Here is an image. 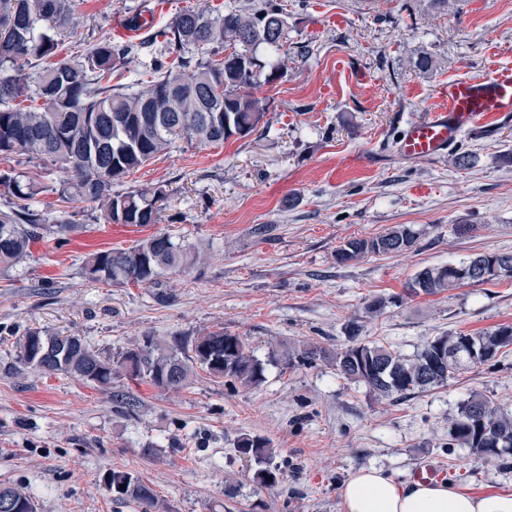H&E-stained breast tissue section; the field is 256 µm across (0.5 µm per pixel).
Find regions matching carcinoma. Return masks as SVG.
I'll use <instances>...</instances> for the list:
<instances>
[{
  "label": "carcinoma",
  "instance_id": "obj_1",
  "mask_svg": "<svg viewBox=\"0 0 512 512\" xmlns=\"http://www.w3.org/2000/svg\"><path fill=\"white\" fill-rule=\"evenodd\" d=\"M287 18V9L275 0H252L222 13L208 7L184 10L159 33L176 58L145 62L131 91L109 85L112 70L124 57L154 43L153 34L138 43L105 38L79 56L61 58L58 34L75 23L74 0H0V157L48 159L68 174L53 186L13 170L0 171V190L25 201L0 211V266L11 268L26 260L32 243L45 232L64 237L79 228L66 215L50 220L27 205L44 193L95 202L110 224L158 223L167 200L162 189L114 192L113 185L181 142L222 143L256 132L265 106L248 89L266 67L256 49L281 50ZM187 48L205 50L192 70L182 62ZM32 60L46 61L34 79L16 70L19 62ZM204 112L211 117L208 124L197 119ZM416 240V231L399 225L375 237L347 241L336 250V262L400 253L412 249ZM199 262L201 254L190 245L153 234L126 249L92 253L82 269L92 281L144 286L156 283L165 271ZM501 278H512V252L477 253L457 264L425 267L407 288L414 296L438 295ZM509 346L512 325L435 336L411 357L354 339L336 353V366L374 398L397 401L445 386L459 371L488 364ZM323 353L313 343L293 348L284 355L285 366L311 364ZM18 360L25 368L77 376L105 389L123 376L178 389L198 368L232 384L256 387L265 371L245 340L222 331L167 347L147 340L111 359L79 336L29 330L20 339ZM448 436V445L467 449L475 463L512 459V413L484 395L471 394L461 403ZM235 451L254 460V483L274 487L283 480L267 440L244 433ZM108 489L119 499L137 502L142 512L159 508L154 490L131 472H112ZM3 491L19 512H36L31 495L9 486Z\"/></svg>",
  "mask_w": 512,
  "mask_h": 512
}]
</instances>
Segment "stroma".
Here are the masks:
<instances>
[{
	"mask_svg": "<svg viewBox=\"0 0 512 512\" xmlns=\"http://www.w3.org/2000/svg\"><path fill=\"white\" fill-rule=\"evenodd\" d=\"M247 0H76L80 25L60 53H82L124 37L133 13L153 28L181 10ZM288 39L258 49L278 69L252 93L265 130L219 144H180L116 189L162 187L158 223L110 224L96 204L45 195L31 208L72 213L80 229L45 234L28 260L0 269V486L32 494L37 512H140L114 501L103 479L136 474L168 512H340L339 489L353 472L383 469L400 481L432 459L464 492H512V464L472 463L448 445V427L473 391L512 411V349L461 371L447 386L392 402L341 376L334 356L375 341L411 356L430 338L512 325V279L405 297L423 267L479 252H512V116L466 133L430 160L396 151L398 135L442 106L448 80L512 64V0H287ZM432 65L423 70L421 57ZM470 155L467 167L452 158ZM415 247L340 264L354 237L397 225ZM475 225L460 235L456 225ZM155 233L196 245L200 264L166 272L158 285L113 287L85 277L84 259ZM377 297L389 304L366 314ZM75 333L103 354L153 338L193 341L213 331L243 336L265 363L245 388L196 371L177 390L121 379L131 402L80 378L22 368L27 331ZM313 342L327 351L311 365L270 363L271 351ZM267 439L284 480H251L234 442Z\"/></svg>",
	"mask_w": 512,
	"mask_h": 512,
	"instance_id": "1",
	"label": "stroma"
}]
</instances>
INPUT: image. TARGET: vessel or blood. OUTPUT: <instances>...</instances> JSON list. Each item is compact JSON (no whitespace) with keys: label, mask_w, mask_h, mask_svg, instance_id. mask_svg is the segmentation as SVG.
I'll list each match as a JSON object with an SVG mask.
<instances>
[{"label":"vessel or blood","mask_w":512,"mask_h":512,"mask_svg":"<svg viewBox=\"0 0 512 512\" xmlns=\"http://www.w3.org/2000/svg\"><path fill=\"white\" fill-rule=\"evenodd\" d=\"M440 94L446 100L444 107L403 130L399 140L403 156L436 158L489 117L511 115L512 66L493 68L483 76L449 80Z\"/></svg>","instance_id":"vessel-or-blood-1"}]
</instances>
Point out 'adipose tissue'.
Here are the masks:
<instances>
[{"label": "adipose tissue", "mask_w": 512, "mask_h": 512, "mask_svg": "<svg viewBox=\"0 0 512 512\" xmlns=\"http://www.w3.org/2000/svg\"><path fill=\"white\" fill-rule=\"evenodd\" d=\"M339 496L342 512H512V493L473 495L447 484H405L377 468L352 473Z\"/></svg>", "instance_id": "ef3b65f1"}]
</instances>
